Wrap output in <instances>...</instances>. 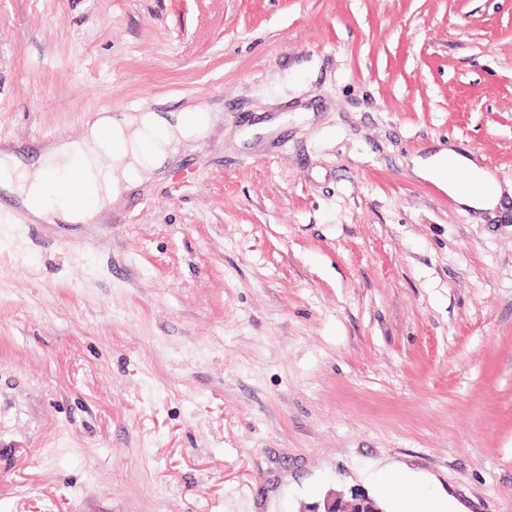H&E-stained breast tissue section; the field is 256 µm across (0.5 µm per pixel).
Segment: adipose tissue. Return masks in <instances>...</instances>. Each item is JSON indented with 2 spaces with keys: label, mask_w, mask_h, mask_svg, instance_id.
<instances>
[{
  "label": "adipose tissue",
  "mask_w": 512,
  "mask_h": 512,
  "mask_svg": "<svg viewBox=\"0 0 512 512\" xmlns=\"http://www.w3.org/2000/svg\"><path fill=\"white\" fill-rule=\"evenodd\" d=\"M220 120V113L201 106L181 112L104 111L81 140H54L36 162H26L10 147L0 148V191L30 223L51 215L62 224H87L122 194L161 175L169 161L191 149ZM104 154L111 159L106 167L99 163ZM410 162L414 176L466 210L491 212L504 195H512V186L503 187L492 171L453 146L437 145ZM77 167L87 188L83 206L70 204L60 192Z\"/></svg>",
  "instance_id": "obj_1"
}]
</instances>
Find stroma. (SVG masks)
<instances>
[{
    "instance_id": "obj_1",
    "label": "stroma",
    "mask_w": 512,
    "mask_h": 512,
    "mask_svg": "<svg viewBox=\"0 0 512 512\" xmlns=\"http://www.w3.org/2000/svg\"><path fill=\"white\" fill-rule=\"evenodd\" d=\"M198 105L104 223L0 193V512H512V197L408 165L512 184V0H0L1 145ZM411 169L418 179L434 184L440 191L447 193L463 209L477 212L494 211L500 206L505 194L512 195V185L506 191L495 174L480 166L471 157L456 147L437 143V147L427 155H413ZM452 171L466 175L481 186L479 191H470L461 185L449 173ZM316 512H383L378 503L368 494L360 492L352 496L351 501H344L342 497L326 498L323 501V510Z\"/></svg>"
}]
</instances>
